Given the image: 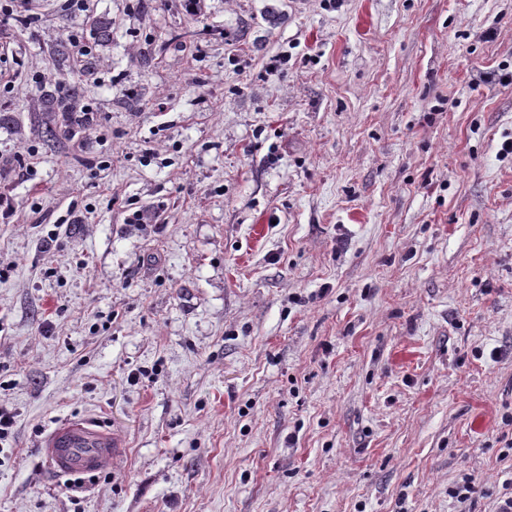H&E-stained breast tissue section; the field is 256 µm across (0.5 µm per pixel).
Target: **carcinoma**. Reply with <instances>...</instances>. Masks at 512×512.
<instances>
[{
  "label": "carcinoma",
  "instance_id": "cac0c4a2",
  "mask_svg": "<svg viewBox=\"0 0 512 512\" xmlns=\"http://www.w3.org/2000/svg\"><path fill=\"white\" fill-rule=\"evenodd\" d=\"M50 58L56 71L72 78L57 83L44 92L38 104L32 108L34 126L38 134L48 142L68 140L84 129L80 101L84 96L82 77L91 74L97 65L89 58L79 71H74L67 41L58 39L50 46Z\"/></svg>",
  "mask_w": 512,
  "mask_h": 512
}]
</instances>
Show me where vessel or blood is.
<instances>
[{"instance_id": "1", "label": "vessel or blood", "mask_w": 512, "mask_h": 512, "mask_svg": "<svg viewBox=\"0 0 512 512\" xmlns=\"http://www.w3.org/2000/svg\"><path fill=\"white\" fill-rule=\"evenodd\" d=\"M123 442L94 422L68 419L57 424L40 443V451L56 473L83 478L111 470Z\"/></svg>"}]
</instances>
